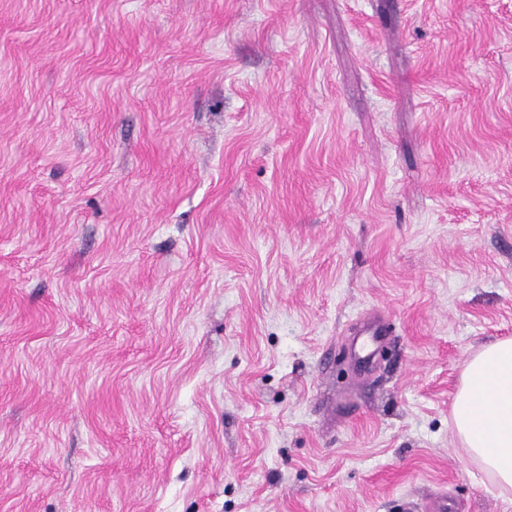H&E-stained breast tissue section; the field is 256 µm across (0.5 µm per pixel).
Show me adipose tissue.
I'll return each mask as SVG.
<instances>
[{
	"label": "adipose tissue",
	"mask_w": 512,
	"mask_h": 512,
	"mask_svg": "<svg viewBox=\"0 0 512 512\" xmlns=\"http://www.w3.org/2000/svg\"><path fill=\"white\" fill-rule=\"evenodd\" d=\"M453 424L492 482L512 488V338L489 343L471 357L454 400Z\"/></svg>",
	"instance_id": "obj_1"
}]
</instances>
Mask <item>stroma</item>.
<instances>
[{"instance_id":"obj_1","label":"stroma","mask_w":512,"mask_h":512,"mask_svg":"<svg viewBox=\"0 0 512 512\" xmlns=\"http://www.w3.org/2000/svg\"><path fill=\"white\" fill-rule=\"evenodd\" d=\"M503 337L512 0H0V512H505ZM452 414L469 456L500 490L512 488V338L489 343L471 357Z\"/></svg>"}]
</instances>
